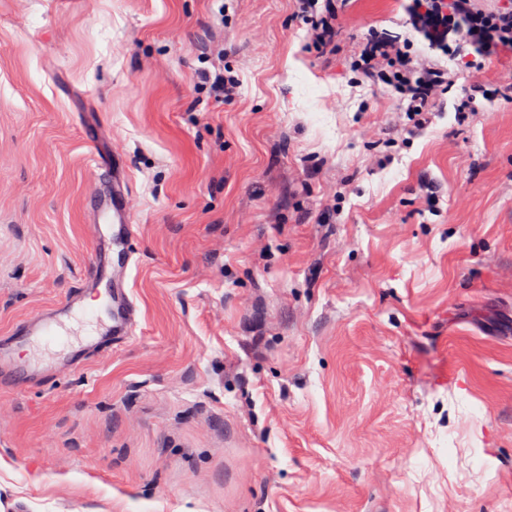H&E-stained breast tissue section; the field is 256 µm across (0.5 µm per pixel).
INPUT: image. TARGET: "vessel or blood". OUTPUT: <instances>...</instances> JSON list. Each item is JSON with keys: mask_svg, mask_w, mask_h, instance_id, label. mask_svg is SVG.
<instances>
[{"mask_svg": "<svg viewBox=\"0 0 512 512\" xmlns=\"http://www.w3.org/2000/svg\"><path fill=\"white\" fill-rule=\"evenodd\" d=\"M93 163L97 187L90 196V209L99 220L94 228L95 254L78 290L64 304L0 336V389L30 387L47 376L75 372L88 352L122 345L134 334L137 306L127 283L134 263L128 246L134 211L128 163L124 155L112 151L95 153ZM80 314L90 315L96 327L73 341L67 323ZM39 344L55 346V356L36 362L19 359L20 349Z\"/></svg>", "mask_w": 512, "mask_h": 512, "instance_id": "1", "label": "vessel or blood"}]
</instances>
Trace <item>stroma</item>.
Masks as SVG:
<instances>
[{
    "label": "stroma",
    "mask_w": 512,
    "mask_h": 512,
    "mask_svg": "<svg viewBox=\"0 0 512 512\" xmlns=\"http://www.w3.org/2000/svg\"><path fill=\"white\" fill-rule=\"evenodd\" d=\"M406 2L334 0L319 54L296 0H0V333L79 286L97 145L139 309L0 391V512H512V51L414 128L353 68ZM202 83L209 86L213 92L216 103H224V99H231L236 93V82L234 77L224 76V68L214 69V72L207 70L201 75Z\"/></svg>",
    "instance_id": "35a3bbf8"
}]
</instances>
